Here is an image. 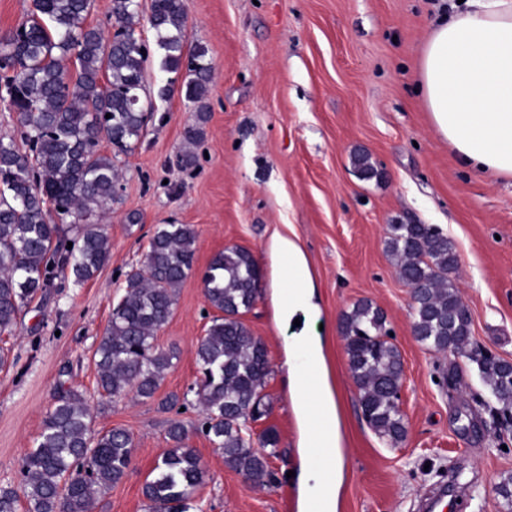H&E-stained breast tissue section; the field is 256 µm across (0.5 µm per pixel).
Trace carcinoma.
Here are the masks:
<instances>
[{
  "label": "carcinoma",
  "mask_w": 512,
  "mask_h": 512,
  "mask_svg": "<svg viewBox=\"0 0 512 512\" xmlns=\"http://www.w3.org/2000/svg\"><path fill=\"white\" fill-rule=\"evenodd\" d=\"M92 0H34L30 17L0 33V71L18 113L20 139L0 138V335L9 333L22 308L55 285L59 274L91 280L110 260L106 225L93 222L116 199L119 170L100 148L107 139L119 151L141 136L154 101L147 90L149 51L142 39L139 0H113L114 32L87 23ZM148 23L162 68L186 71L180 87L193 110L186 140L195 144L209 120L205 97L213 65L208 50L190 42L182 0H151ZM79 226L70 246L60 222ZM196 232L188 224L158 228L143 267L126 278L125 293L94 353L100 396L133 390L151 398L171 355L155 345L169 320L177 288L192 270ZM386 250L398 274L419 286L413 330L432 349L451 351L478 364L492 396L512 406V361L471 341V320L457 284L452 243L432 224H390ZM263 275L250 251L230 247L203 275L204 294L224 316L201 339L196 359L202 379L192 391L205 412L204 434L224 464L246 479L271 476L268 455L255 449L247 423L266 414L261 391L270 374L266 349L240 319L256 302ZM358 404L372 429L392 443L407 428L398 408L403 362L390 341L384 312L369 301L340 319ZM143 486L148 512H189L191 495L205 476L180 423ZM133 442L124 429L95 433L85 396L60 387L37 445L23 458L22 493L0 488V512H92L94 495L119 483L132 462Z\"/></svg>",
  "instance_id": "1"
}]
</instances>
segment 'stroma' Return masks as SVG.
Wrapping results in <instances>:
<instances>
[{
  "instance_id": "1",
  "label": "stroma",
  "mask_w": 512,
  "mask_h": 512,
  "mask_svg": "<svg viewBox=\"0 0 512 512\" xmlns=\"http://www.w3.org/2000/svg\"><path fill=\"white\" fill-rule=\"evenodd\" d=\"M192 42L208 50L215 73L202 142L184 132L191 112L180 93L157 101L138 142L117 155L119 196L101 217L111 259L78 285L66 281L21 313L0 335L10 366L0 370V487L21 489L22 458L35 447L59 382L89 400L92 428L133 439L125 479L102 492L96 512H146L142 489L167 451V429L188 430L206 476L191 512H323L306 499L295 471L322 469V452L304 453L305 424L288 385L287 360L304 364L320 342L337 397L344 458L336 512H420L430 487L462 468L452 512H512L498 495L512 475V425L493 429L503 406L477 364L438 353L413 332L409 290L385 248L388 225L433 224L455 248L458 284L471 313V340L512 361V178L458 164L416 91L420 51L449 0H183ZM195 162L181 163L185 149ZM368 155L378 176L354 164ZM166 224L196 232L192 273L177 290L156 343L172 364L153 398L135 392L102 398L94 351L130 270L141 267L149 238ZM303 253L318 312L283 315L288 287L281 240ZM251 251L263 268L260 295L241 319L266 349L270 408L249 424L272 426L274 482L255 485L229 469L199 431L204 417L189 391L196 349L217 309L201 274L225 248ZM367 300L386 314L404 375V441L392 445L365 421L339 329L343 312ZM178 394V405L163 401Z\"/></svg>"
}]
</instances>
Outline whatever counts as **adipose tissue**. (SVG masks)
Wrapping results in <instances>:
<instances>
[{
  "label": "adipose tissue",
  "instance_id": "adipose-tissue-1",
  "mask_svg": "<svg viewBox=\"0 0 512 512\" xmlns=\"http://www.w3.org/2000/svg\"><path fill=\"white\" fill-rule=\"evenodd\" d=\"M418 90L460 165L512 177V0H466L433 25L418 65ZM298 401L317 398L322 426L316 446L326 470H304L312 493L330 500L336 471L335 403L323 384V361L292 374Z\"/></svg>",
  "mask_w": 512,
  "mask_h": 512
}]
</instances>
